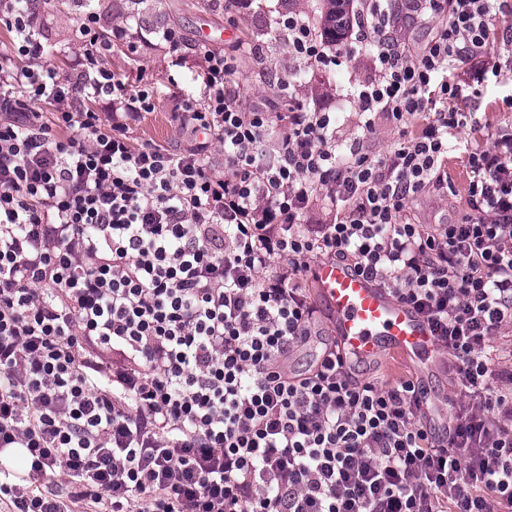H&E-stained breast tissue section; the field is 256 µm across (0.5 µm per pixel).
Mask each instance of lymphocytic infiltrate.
Wrapping results in <instances>:
<instances>
[{
  "label": "lymphocytic infiltrate",
  "mask_w": 512,
  "mask_h": 512,
  "mask_svg": "<svg viewBox=\"0 0 512 512\" xmlns=\"http://www.w3.org/2000/svg\"><path fill=\"white\" fill-rule=\"evenodd\" d=\"M404 2L410 23H436L423 48L398 37L388 0H361L335 30L282 21L307 61L371 52L373 75L350 89L362 136L339 141L330 113L300 103L245 110L235 56L200 44L211 92L184 104L199 140L181 151L132 143L155 103L105 65L96 12L61 78L35 66L47 48L23 0H0L14 34L0 48V512H512V369L495 349L512 325V126L460 108L483 71L448 79L490 54L512 85V33L489 48L512 0ZM89 98L110 101L108 121ZM48 99L66 105L51 122L36 108ZM379 117L398 131L383 154L369 145ZM276 122L287 133L259 157ZM467 127L487 145L465 152L464 214L414 222L418 194L450 188ZM321 200L334 222L306 224ZM326 260L430 324L457 391L443 430L416 379L352 378L334 347L288 374ZM59 479L66 495L44 492Z\"/></svg>",
  "instance_id": "obj_1"
}]
</instances>
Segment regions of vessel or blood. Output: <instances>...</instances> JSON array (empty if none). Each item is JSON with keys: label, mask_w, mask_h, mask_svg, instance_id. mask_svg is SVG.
<instances>
[{"label": "vessel or blood", "mask_w": 512, "mask_h": 512, "mask_svg": "<svg viewBox=\"0 0 512 512\" xmlns=\"http://www.w3.org/2000/svg\"><path fill=\"white\" fill-rule=\"evenodd\" d=\"M310 279L344 358L370 362L394 354L413 361L423 377L438 364L437 345L425 318L369 276L326 261L312 269Z\"/></svg>", "instance_id": "vessel-or-blood-1"}]
</instances>
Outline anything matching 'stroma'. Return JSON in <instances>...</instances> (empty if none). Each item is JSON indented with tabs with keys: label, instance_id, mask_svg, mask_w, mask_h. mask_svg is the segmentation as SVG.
<instances>
[{
	"label": "stroma",
	"instance_id": "1",
	"mask_svg": "<svg viewBox=\"0 0 512 512\" xmlns=\"http://www.w3.org/2000/svg\"><path fill=\"white\" fill-rule=\"evenodd\" d=\"M225 0H94L92 7L100 16L101 35L111 36L113 28L127 25L125 39H113L105 64L127 87L138 82L150 85L156 108L130 130L133 144L154 142L177 149L189 148L193 134L182 127L180 113L185 100L203 101L206 86L201 60L194 48L200 41L202 27H209L217 41L216 52L236 50L238 44L256 42L263 50L242 53L235 92L244 109L266 108L283 95L304 102L310 109L338 115V134L344 138L361 135V117L355 106L345 100L349 83L361 81L373 73L368 56L357 54L342 66L320 68L297 57L288 36L279 28V19L294 13L322 26L324 0H254L244 16L227 12ZM33 25L40 30L43 43L52 51L42 60L58 75L68 74L71 61L83 46L75 38L80 7L77 0L45 9L35 7ZM163 30H172L183 42L179 53L169 51L159 39ZM512 89L501 86L494 76H487L483 95L476 106L483 122L512 125V112L504 100ZM455 187L454 194L426 191L415 197L411 217L420 224L457 221L465 200L470 172L463 154L448 162Z\"/></svg>",
	"mask_w": 512,
	"mask_h": 512
}]
</instances>
